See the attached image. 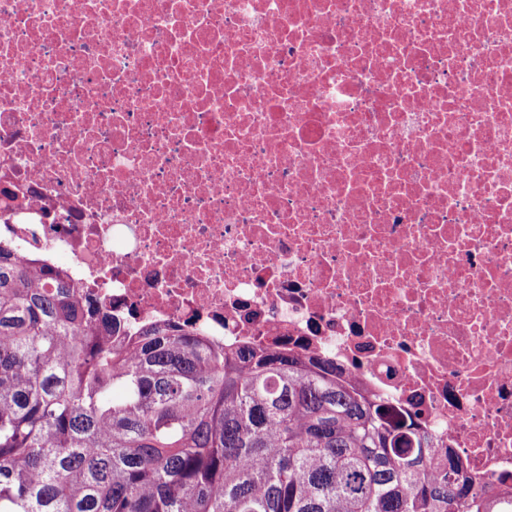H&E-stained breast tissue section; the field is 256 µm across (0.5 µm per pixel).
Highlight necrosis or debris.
Returning a JSON list of instances; mask_svg holds the SVG:
<instances>
[{
  "label": "necrosis or debris",
  "mask_w": 512,
  "mask_h": 512,
  "mask_svg": "<svg viewBox=\"0 0 512 512\" xmlns=\"http://www.w3.org/2000/svg\"><path fill=\"white\" fill-rule=\"evenodd\" d=\"M0 241L335 360L512 501V0H0Z\"/></svg>",
  "instance_id": "1"
}]
</instances>
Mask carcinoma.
<instances>
[{"instance_id":"carcinoma-1","label":"carcinoma","mask_w":512,"mask_h":512,"mask_svg":"<svg viewBox=\"0 0 512 512\" xmlns=\"http://www.w3.org/2000/svg\"><path fill=\"white\" fill-rule=\"evenodd\" d=\"M326 357L123 333L0 244V512H499Z\"/></svg>"}]
</instances>
